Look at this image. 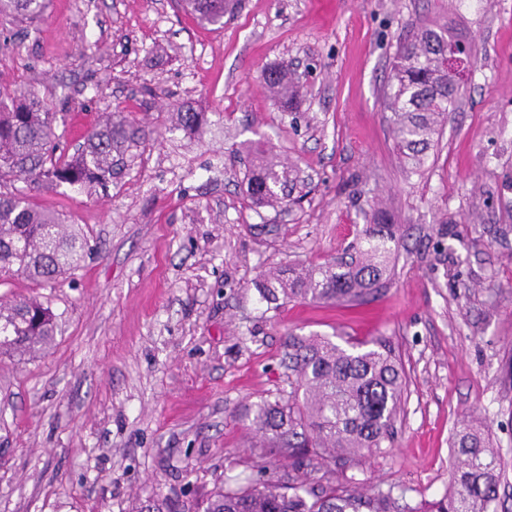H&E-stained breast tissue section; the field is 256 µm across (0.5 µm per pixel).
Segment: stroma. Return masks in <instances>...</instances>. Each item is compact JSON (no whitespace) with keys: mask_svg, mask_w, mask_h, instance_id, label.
<instances>
[{"mask_svg":"<svg viewBox=\"0 0 512 512\" xmlns=\"http://www.w3.org/2000/svg\"><path fill=\"white\" fill-rule=\"evenodd\" d=\"M418 22L466 37L478 67L414 171L383 100ZM278 63L300 86L290 112L262 84ZM0 90L46 100L67 150L118 107L147 133L108 190L30 194L94 250L53 286L0 279L1 298L58 316L46 352L0 360V512H131L287 479L250 419L291 391L292 335L382 339L401 360L391 438L337 472L440 497L473 419L508 464L495 508L512 512V0H335L328 22L315 0H238L220 28L179 0H50L26 36L0 21ZM184 102L207 114L201 135L163 123ZM262 148L296 175L275 210L247 195ZM377 204L399 245L365 302L260 297L263 271L342 256Z\"/></svg>","mask_w":512,"mask_h":512,"instance_id":"1","label":"stroma"}]
</instances>
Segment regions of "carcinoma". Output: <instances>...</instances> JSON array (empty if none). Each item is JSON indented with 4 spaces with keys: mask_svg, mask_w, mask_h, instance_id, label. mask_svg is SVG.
Listing matches in <instances>:
<instances>
[{
    "mask_svg": "<svg viewBox=\"0 0 512 512\" xmlns=\"http://www.w3.org/2000/svg\"><path fill=\"white\" fill-rule=\"evenodd\" d=\"M197 20L224 26L229 0H180ZM46 9V0H0V16L30 27ZM448 48L472 55L470 43L423 24L400 44L385 93L397 150L414 169L422 168L435 136L456 110L463 75L446 65ZM263 82L284 109L293 108L294 82L271 67ZM171 129L187 137L199 134L207 113L182 104L171 113ZM56 113L34 95L17 98L0 92V187L22 181L49 187L68 185L88 192L107 189L127 167L131 150L145 131L121 110L107 112L71 154L59 150ZM288 168L263 151L248 179L259 207L282 202ZM363 245L350 260L291 269L288 278L268 276L257 289L265 299L278 294L358 304L383 285L398 244L395 225L375 210L362 231ZM92 250L87 233L68 225L58 213L30 203L19 191L0 190V276L24 274L38 284H53L80 267ZM57 316L43 303L0 300V355L22 359L49 348ZM296 388L288 399L255 405L251 426L270 447L298 459L288 481L267 480L248 488L229 484L202 501L176 503L154 496L134 512H491L505 476L499 451L484 430L469 420L452 435L454 463L449 490L416 504L394 488L366 489L354 477L336 478L331 465L363 452L381 450L391 436L405 391L399 360L391 346L376 340L372 348L345 349L327 338L288 341ZM321 473L316 486L310 476Z\"/></svg>",
    "mask_w": 512,
    "mask_h": 512,
    "instance_id": "carcinoma-1",
    "label": "carcinoma"
}]
</instances>
